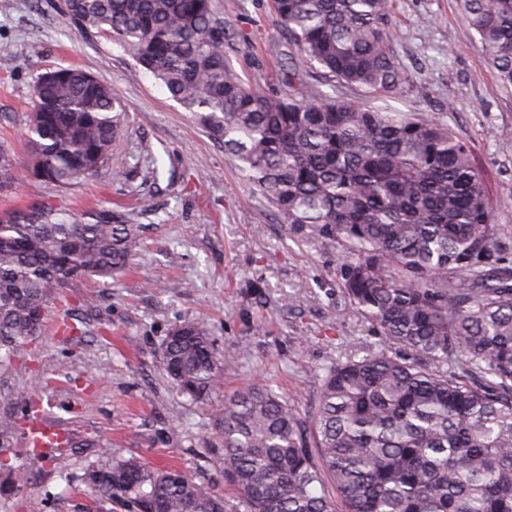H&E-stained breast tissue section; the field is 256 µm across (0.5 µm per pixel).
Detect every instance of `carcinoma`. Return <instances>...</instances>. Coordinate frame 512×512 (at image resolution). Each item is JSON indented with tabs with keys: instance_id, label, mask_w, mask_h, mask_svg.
I'll return each mask as SVG.
<instances>
[{
	"instance_id": "carcinoma-1",
	"label": "carcinoma",
	"mask_w": 512,
	"mask_h": 512,
	"mask_svg": "<svg viewBox=\"0 0 512 512\" xmlns=\"http://www.w3.org/2000/svg\"><path fill=\"white\" fill-rule=\"evenodd\" d=\"M477 48L512 87V0H459ZM84 31L123 44L224 145L304 239L342 249L339 288L382 346L339 356L307 421L258 386L213 409L231 501L175 469L117 459L85 481L137 512H512V274L467 143L445 123L338 99L314 69L371 97L407 76L395 60L391 0H273L291 52L286 90L260 93L225 51L220 0H65ZM53 115L51 122L43 118ZM123 106L69 68L32 89L30 162L0 148V188L24 170L66 188L107 162ZM139 225L61 208L0 215V369L29 354L55 293L114 277ZM227 355L184 321L164 370L195 399L218 389ZM15 421L0 417V455Z\"/></svg>"
}]
</instances>
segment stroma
Listing matches in <instances>:
<instances>
[{
	"mask_svg": "<svg viewBox=\"0 0 512 512\" xmlns=\"http://www.w3.org/2000/svg\"><path fill=\"white\" fill-rule=\"evenodd\" d=\"M223 4L236 73L264 92L281 91L288 36L269 0ZM392 17V48L408 81L373 104L447 123L467 142L512 270V88L476 49L456 0H393ZM6 42L26 48L21 56L0 51V147L17 158L26 156L31 90L44 73L84 70L111 87L125 113L109 164L60 191L21 178L0 191V214L32 204L78 219L112 210L139 233L129 269L65 288L30 357L0 371V415L22 425L38 413L71 435L69 447L30 469L14 434L12 467L0 470L13 492L0 496V512H29L33 502L40 512H136L128 501L94 500L83 483L87 469L117 458L182 471L234 498L213 406L266 385L309 418L339 352L380 347L337 284L341 248L294 234L166 87L122 44L81 30L64 0H0ZM116 163L124 168L118 180ZM67 316L77 332L54 334ZM188 320L230 355L220 391L204 403L180 394L163 369L169 331Z\"/></svg>",
	"mask_w": 512,
	"mask_h": 512,
	"instance_id": "obj_1",
	"label": "stroma"
}]
</instances>
